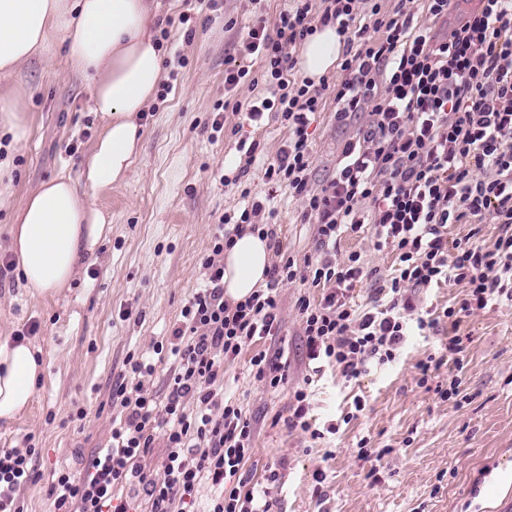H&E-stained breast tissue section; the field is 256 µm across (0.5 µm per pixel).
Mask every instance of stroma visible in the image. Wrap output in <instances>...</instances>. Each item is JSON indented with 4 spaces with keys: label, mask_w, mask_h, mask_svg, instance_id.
Here are the masks:
<instances>
[{
    "label": "stroma",
    "mask_w": 512,
    "mask_h": 512,
    "mask_svg": "<svg viewBox=\"0 0 512 512\" xmlns=\"http://www.w3.org/2000/svg\"><path fill=\"white\" fill-rule=\"evenodd\" d=\"M161 23L152 33L163 50L165 70L176 71L165 99L140 114L141 152L126 181L98 198L112 213V234L57 296H30L17 270L0 275V342L37 325L30 343L45 371L29 407L14 420H0V448L35 445L41 478L24 493V512H51L48 478L54 469L79 468L91 449L109 439L118 409L112 389L125 372L128 354L168 341L184 304L199 288L201 263L212 248L223 213L239 211L242 191L265 197L263 179L288 138L276 113L255 125L228 109L223 126H212L218 103L266 96L260 60L249 59L250 81L224 90L228 57L236 55L254 19L248 0H157ZM25 93L31 135L22 145L0 144L10 159L12 187L0 194V257L12 260L10 217L42 181L78 176L96 141L99 122L90 110L85 81L66 65V48L50 50L0 77V94ZM326 107L312 125L313 177L336 172L342 143L355 125H340ZM260 151L240 174L239 140ZM238 178L224 186L223 177ZM277 222L297 259L312 254L313 228L300 223L298 203L278 194ZM318 298V289L292 283L282 288L283 340L260 341L263 349L285 347L288 383L270 394L250 381L245 349L226 364L256 426V447L242 470L247 484H264L275 512H512V303L489 305L470 319L472 341L459 373L465 399L441 400L417 382V362L443 352L435 333L410 337L395 362L347 382L326 371L310 388V416L324 431L319 440L285 421L296 386L309 369L295 301ZM366 408L347 419L355 398ZM355 411V410H354ZM338 433H327L329 424ZM367 438L374 455L358 456ZM279 478L268 482L269 471ZM324 482H316V472Z\"/></svg>",
    "instance_id": "obj_1"
}]
</instances>
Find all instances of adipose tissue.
<instances>
[{
	"label": "adipose tissue",
	"instance_id": "1",
	"mask_svg": "<svg viewBox=\"0 0 512 512\" xmlns=\"http://www.w3.org/2000/svg\"><path fill=\"white\" fill-rule=\"evenodd\" d=\"M153 23L149 0H0V73H13L61 41L100 121L81 181L58 174L27 195L14 213L11 248L30 296L57 295L112 232V215L96 200L125 180L143 137L136 117L164 78ZM342 49L335 27L316 28L300 54L301 74L319 79ZM270 255L260 232L248 229L235 237L224 250L225 298L240 302L265 287ZM42 371L31 344H0V420L28 408Z\"/></svg>",
	"mask_w": 512,
	"mask_h": 512
}]
</instances>
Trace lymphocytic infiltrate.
Masks as SVG:
<instances>
[{
	"instance_id": "lymphocytic-infiltrate-1",
	"label": "lymphocytic infiltrate",
	"mask_w": 512,
	"mask_h": 512,
	"mask_svg": "<svg viewBox=\"0 0 512 512\" xmlns=\"http://www.w3.org/2000/svg\"><path fill=\"white\" fill-rule=\"evenodd\" d=\"M383 0H295L274 23L257 18L243 41L241 63L224 71L234 89L259 58L268 97L249 102L248 120L265 112L289 132L264 178L301 205L313 225L315 254L296 261L278 234L276 212L251 200L239 215L218 219L202 267L206 285L184 305L168 347L173 365L165 399L144 386L153 358L128 357L112 390L121 408L107 446L83 461L82 472L53 471V512H192L201 483L215 490L207 512H272L267 495L241 471L254 454L256 431L242 405L224 392V365L257 341L282 333L279 294L299 281L319 289L296 310L305 357L314 375L334 369L345 381L396 360L412 330L447 322V360L462 367L471 334L466 323L490 303L512 302V0H423L424 18ZM335 26L344 43L342 80L314 83L296 75L297 46L315 25ZM335 119H360L341 149L335 175L312 180L310 128L327 103ZM455 224H493V246L449 240ZM261 231L276 260L265 288L248 299L224 298V249L244 227ZM370 235L395 258L389 275L366 267L360 251L340 254L342 239ZM375 288L360 303L363 279ZM467 293L441 317L424 316L427 290L448 282ZM283 351L256 352L250 377L268 392L288 382ZM162 474L143 461L156 444ZM37 452L0 448V512H24L21 491L34 483Z\"/></svg>"
}]
</instances>
